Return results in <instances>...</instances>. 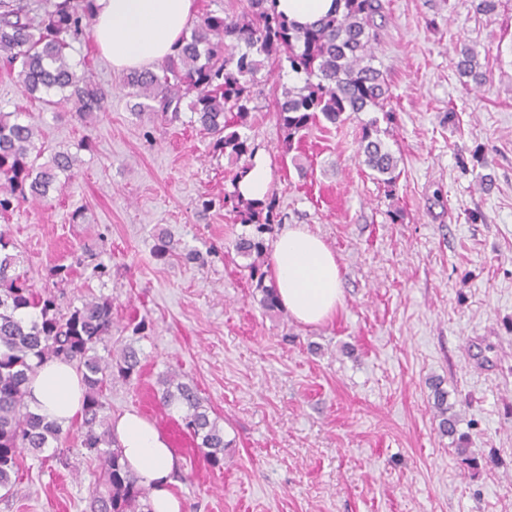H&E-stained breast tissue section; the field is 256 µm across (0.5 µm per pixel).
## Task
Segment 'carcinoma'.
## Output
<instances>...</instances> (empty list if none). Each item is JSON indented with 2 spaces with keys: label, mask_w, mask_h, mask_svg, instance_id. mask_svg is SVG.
Listing matches in <instances>:
<instances>
[{
  "label": "carcinoma",
  "mask_w": 512,
  "mask_h": 512,
  "mask_svg": "<svg viewBox=\"0 0 512 512\" xmlns=\"http://www.w3.org/2000/svg\"><path fill=\"white\" fill-rule=\"evenodd\" d=\"M276 0H248L239 15L210 11L191 29L174 54L155 69L126 75L129 96L138 99L134 110L150 112L167 124L190 112V123L216 137L215 146L240 159L248 154V138L239 128L247 126L253 97L251 87L267 61L286 55L288 68L302 85L283 87L276 97L275 115L285 132L284 148L290 151L295 137L319 117L336 124L347 112L383 108L389 87L373 66L377 40L376 16L380 0H341L342 11L312 25L288 21L275 10ZM95 0H0V60L17 71L25 91L43 95L53 108L72 105L79 115L101 111L107 95L89 73L78 72L66 49L91 28ZM460 76L477 87L486 85L490 71L473 48L458 53ZM38 124L20 112L0 113V215L14 212L26 202L48 200L63 188L61 180L75 176L77 157L56 151L41 161L36 148ZM358 154L386 187L396 185L398 159L380 138L377 120L361 127ZM224 207L241 224L255 225V233L237 239V251L251 259L250 278L268 312L280 311L275 288L265 284L268 267L263 234L282 223L276 212V194L264 202L243 200L238 190L224 194ZM0 231V490L8 496L24 451L42 453L61 438L62 428L29 410L25 384L45 360L72 362L86 387L81 445L94 454L107 477L103 491H95L91 512H150L147 489L122 463V452L104 415L103 387L119 377L125 381L139 371L140 358L132 347L112 359V302L91 297L81 306L62 310L55 295L39 296L15 274L18 255ZM107 356L98 354V349ZM157 391L164 409L180 412L184 427L206 461L224 463V429L210 416L197 390L169 372ZM435 408L442 432L455 433V419L448 415V392L434 388Z\"/></svg>",
  "instance_id": "carcinoma-1"
}]
</instances>
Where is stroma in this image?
Wrapping results in <instances>:
<instances>
[{"mask_svg": "<svg viewBox=\"0 0 512 512\" xmlns=\"http://www.w3.org/2000/svg\"><path fill=\"white\" fill-rule=\"evenodd\" d=\"M479 3L382 0L373 64L390 88L384 110L320 121L294 160L282 155L272 85L295 79L284 65L258 73L242 133L266 158L283 214L266 239L305 225L341 271L343 303L317 326L264 311L235 250L252 226L197 208L232 191L239 163L198 126L132 115L123 73L91 35L70 56L110 98L92 121L52 113L0 67V111L30 114L47 149L78 158L49 201L0 217L16 272L64 309L111 299L112 351L133 344L141 363L133 380L107 383L105 412L134 409L165 430L182 512H512V0L487 14ZM465 45L492 72L482 88L455 68ZM372 119L399 160L391 191L357 154ZM162 230L173 248L160 261ZM97 262L108 269L100 279ZM170 371L223 428L222 468L155 399ZM435 379L456 435L439 430ZM104 482L72 423L58 446L25 456L0 512H90Z\"/></svg>", "mask_w": 512, "mask_h": 512, "instance_id": "stroma-1", "label": "stroma"}]
</instances>
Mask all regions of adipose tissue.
<instances>
[{"mask_svg":"<svg viewBox=\"0 0 512 512\" xmlns=\"http://www.w3.org/2000/svg\"><path fill=\"white\" fill-rule=\"evenodd\" d=\"M95 13L94 42L118 71L140 69L173 54L196 18L195 0H95ZM269 272L281 306L301 323H321L342 303L334 253L302 225H287L278 235ZM83 391L72 364L47 361L30 377L28 402L35 413L65 426L81 412ZM112 431L124 463L150 490L152 512H181L172 491L177 458L166 432L134 410L113 416Z\"/></svg>","mask_w":512,"mask_h":512,"instance_id":"1","label":"adipose tissue"}]
</instances>
